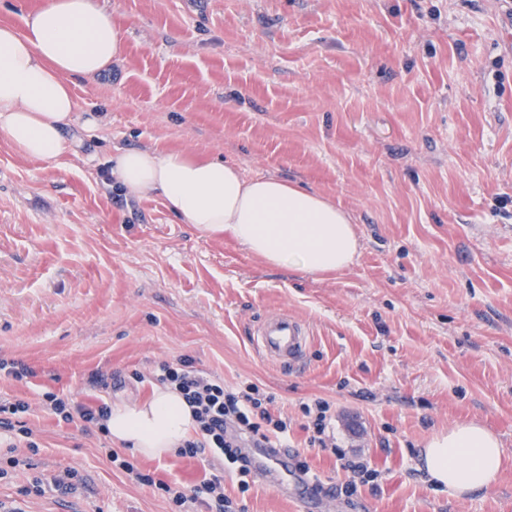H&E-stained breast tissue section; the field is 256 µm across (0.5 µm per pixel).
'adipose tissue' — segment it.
<instances>
[{
    "label": "adipose tissue",
    "mask_w": 512,
    "mask_h": 512,
    "mask_svg": "<svg viewBox=\"0 0 512 512\" xmlns=\"http://www.w3.org/2000/svg\"><path fill=\"white\" fill-rule=\"evenodd\" d=\"M125 35L97 0H45L22 26L0 24V138L25 157L56 161L79 118L75 79L111 69ZM110 164L126 196L161 194L200 236H229L270 265L333 273L359 252L350 214L301 185L249 178L237 164L174 149L124 148ZM105 425L112 440L155 459L176 454L197 427L190 405L170 386L112 405ZM504 456L499 438L470 421L431 438L422 463L433 484L459 496L493 486Z\"/></svg>",
    "instance_id": "adipose-tissue-1"
}]
</instances>
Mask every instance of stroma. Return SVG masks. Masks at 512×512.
<instances>
[{
    "label": "stroma",
    "instance_id": "stroma-1",
    "mask_svg": "<svg viewBox=\"0 0 512 512\" xmlns=\"http://www.w3.org/2000/svg\"><path fill=\"white\" fill-rule=\"evenodd\" d=\"M126 31L110 71L74 82L95 130H70L47 164L0 138V400L24 399L34 469L0 480L24 512H171L103 456L110 436L39 409L51 391L88 407L150 395L160 360L191 358L225 385L254 383L287 413L288 444L323 493L296 500L253 479L224 492L245 512H512V17L506 0H98ZM179 149L313 189L347 210L354 264L305 275L228 238L204 239L159 195L125 196L114 148ZM288 312L313 332L303 371L252 348ZM112 375L98 392L84 380ZM332 406L328 449L302 406ZM476 420L507 458L490 489L453 496L421 450ZM128 457L192 492L223 468ZM380 473L339 494L345 461ZM78 471V495L22 498L32 478Z\"/></svg>",
    "mask_w": 512,
    "mask_h": 512
}]
</instances>
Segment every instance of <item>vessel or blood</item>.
<instances>
[{
  "label": "vessel or blood",
  "mask_w": 512,
  "mask_h": 512,
  "mask_svg": "<svg viewBox=\"0 0 512 512\" xmlns=\"http://www.w3.org/2000/svg\"><path fill=\"white\" fill-rule=\"evenodd\" d=\"M310 344L308 325L286 312L266 316L258 322L253 332L256 351L264 359L288 369H298L305 364ZM253 469L260 478L272 481L280 489H287V449H256Z\"/></svg>",
  "instance_id": "obj_1"
}]
</instances>
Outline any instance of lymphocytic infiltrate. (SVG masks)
Listing matches in <instances>:
<instances>
[{"label":"lymphocytic infiltrate","mask_w":512,"mask_h":512,"mask_svg":"<svg viewBox=\"0 0 512 512\" xmlns=\"http://www.w3.org/2000/svg\"><path fill=\"white\" fill-rule=\"evenodd\" d=\"M151 377L158 384L179 389L193 409L197 422L196 435L180 448V456L204 459L217 455L224 458L238 477L240 492L248 491L252 475L246 449L284 447L288 438V417L272 412L273 395L257 384L225 387L223 380L195 369L192 359L187 357L174 362L160 361ZM42 406L59 421L71 423L78 420L84 426L97 428L103 427L110 412L108 404L89 408L52 392L43 393ZM29 410V403L23 400L0 404V429L17 436L16 441L6 446L7 466L0 468V479L7 477L9 468L23 465L24 459L18 453L19 445H26L32 452L38 448L32 439V430L24 421ZM106 456L126 473L135 475L141 484L161 491L180 510L187 503L201 501L207 512H242L236 501L225 496L223 476L212 475L198 487L196 494L188 495L166 482L154 479L152 475L138 472L131 461L120 457L114 450H107Z\"/></svg>","instance_id":"lymphocytic-infiltrate-1"}]
</instances>
